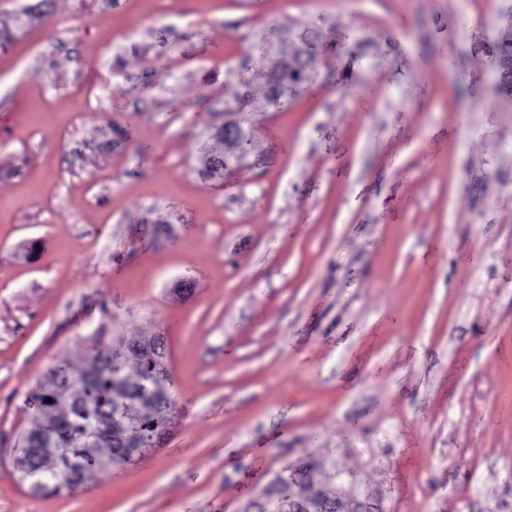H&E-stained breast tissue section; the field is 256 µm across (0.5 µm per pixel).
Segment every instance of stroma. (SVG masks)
Wrapping results in <instances>:
<instances>
[{
    "label": "stroma",
    "mask_w": 512,
    "mask_h": 512,
    "mask_svg": "<svg viewBox=\"0 0 512 512\" xmlns=\"http://www.w3.org/2000/svg\"><path fill=\"white\" fill-rule=\"evenodd\" d=\"M512 0H0V512H512ZM309 83L267 99L264 52ZM251 135L211 173L219 131ZM160 337L159 446L31 493L29 396ZM288 498V502H284L279 512H334V505L331 501H327L320 497L319 490L309 489L304 497L293 495H282Z\"/></svg>",
    "instance_id": "1"
}]
</instances>
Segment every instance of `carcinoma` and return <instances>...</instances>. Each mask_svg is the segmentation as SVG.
<instances>
[{"instance_id":"obj_1","label":"carcinoma","mask_w":512,"mask_h":512,"mask_svg":"<svg viewBox=\"0 0 512 512\" xmlns=\"http://www.w3.org/2000/svg\"><path fill=\"white\" fill-rule=\"evenodd\" d=\"M161 351L160 347L152 352L132 348L115 359L110 346L102 345L77 383L71 380L67 364L56 366L55 388L39 399L40 417L29 434L48 435L52 427L70 423L75 439L69 441L59 434L57 444L71 449L70 458L94 452L93 462L81 471L83 481L106 464L127 462L128 449L114 445L110 429L118 427L136 439L150 440L162 434L167 422L166 412L152 409L155 400L170 401ZM41 468L53 489L69 483V458L47 455Z\"/></svg>"}]
</instances>
